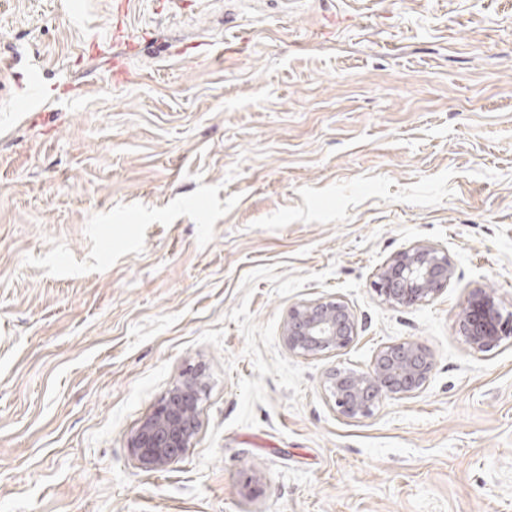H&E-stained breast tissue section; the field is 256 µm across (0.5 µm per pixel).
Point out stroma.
<instances>
[{
  "mask_svg": "<svg viewBox=\"0 0 512 512\" xmlns=\"http://www.w3.org/2000/svg\"><path fill=\"white\" fill-rule=\"evenodd\" d=\"M0 0V512H512V0ZM42 66L47 101L13 99ZM454 277L386 303L415 243ZM353 309L292 353L289 309ZM433 359L417 395L341 416L336 368ZM190 369L201 428L147 471L131 435ZM453 276L447 250L416 244L383 264L375 288L390 305L410 307L436 298L448 288ZM460 327L473 350L487 352L511 337L512 314L504 316L490 293L475 288L463 308ZM283 335L288 350L296 354L338 352L357 339V320L352 309L337 298L300 303L288 311Z\"/></svg>",
  "mask_w": 512,
  "mask_h": 512,
  "instance_id": "35a3bbf8",
  "label": "stroma"
}]
</instances>
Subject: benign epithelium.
<instances>
[{"mask_svg": "<svg viewBox=\"0 0 512 512\" xmlns=\"http://www.w3.org/2000/svg\"><path fill=\"white\" fill-rule=\"evenodd\" d=\"M453 276L448 251L416 244L383 264L375 288L385 302L410 307L436 298L448 288ZM460 327L473 350L487 352L512 335V314L503 315L490 293L475 288L463 308ZM357 337L355 314L337 298L297 304L288 311L284 324L288 350L303 356L341 351ZM432 369L433 359L426 349L403 342L381 349L366 372L334 370L328 377V388L340 414L368 417L386 396L415 395L425 386ZM203 386L201 371L187 372L140 424L129 448L143 468L165 469L192 447L200 429Z\"/></svg>", "mask_w": 512, "mask_h": 512, "instance_id": "7a95c632", "label": "benign epithelium"}]
</instances>
